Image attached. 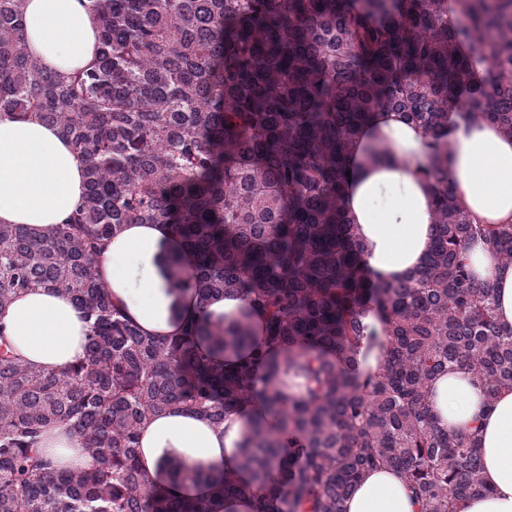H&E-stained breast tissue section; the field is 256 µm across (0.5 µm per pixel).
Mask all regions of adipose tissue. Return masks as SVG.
<instances>
[{"mask_svg": "<svg viewBox=\"0 0 512 512\" xmlns=\"http://www.w3.org/2000/svg\"><path fill=\"white\" fill-rule=\"evenodd\" d=\"M24 37L29 53L46 70L82 67L96 57L97 24L89 0H25ZM433 160L432 140L401 113L375 111L348 156L353 172L344 208L365 246V261L383 284L406 280L431 247L434 196L423 171ZM448 179L462 206L478 224L512 222V137L486 121L456 119L444 159ZM86 160L55 127L36 119L0 117V224L49 229L83 201ZM468 256L479 279L490 282L502 326L512 328V264L497 262L483 243ZM193 255L168 224H126L112 236L98 271L114 303L145 335H180L187 320L209 329L247 316L250 342L264 345L266 316L250 298L229 293L200 302L170 285L172 272L190 276ZM0 331L25 364L59 369L85 357L88 323L83 312L58 291L38 288L16 297L0 313ZM257 394L217 426L183 408L150 416L140 429V461L153 484L189 500L212 497L225 479L250 482L241 469L240 449L254 423L274 427L264 393ZM437 424L476 432L483 458L486 493L460 505V512H512V389L486 405L471 375L449 372L429 390ZM42 444L61 468L88 466L81 441L66 426L52 425ZM346 512H415L403 476L391 469L369 473L346 502Z\"/></svg>", "mask_w": 512, "mask_h": 512, "instance_id": "ef3b65f1", "label": "adipose tissue"}]
</instances>
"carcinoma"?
Wrapping results in <instances>:
<instances>
[{
  "mask_svg": "<svg viewBox=\"0 0 512 512\" xmlns=\"http://www.w3.org/2000/svg\"><path fill=\"white\" fill-rule=\"evenodd\" d=\"M98 51L85 68L45 70L24 41L23 0H0V115L36 117L87 161L81 206L46 230L0 224V310L30 288L70 297L90 323L85 358L36 369L0 344V512H220L155 488L137 464L139 428L171 407L216 424L254 393L260 354L234 369L195 349L200 325L147 336L98 275L124 224H171L196 259L178 288L204 302L245 291L267 314L307 396L267 393L279 422L252 428L241 465L265 492L254 512H346L376 468L401 471L419 512H458L482 483L479 441L439 428L428 390L467 371L487 403L512 388V329L467 253L480 239L512 264V223L475 224L442 156L448 113L512 136V0H90ZM395 110L435 142L433 241L408 280L370 277L343 207L361 125ZM382 317L384 364L352 362ZM241 319L213 334L248 342ZM297 345L311 352L293 353ZM336 352V360L322 351ZM65 425L91 464L57 469L39 448ZM251 485L224 483L218 497Z\"/></svg>",
  "mask_w": 512,
  "mask_h": 512,
  "instance_id": "carcinoma-1",
  "label": "carcinoma"
}]
</instances>
